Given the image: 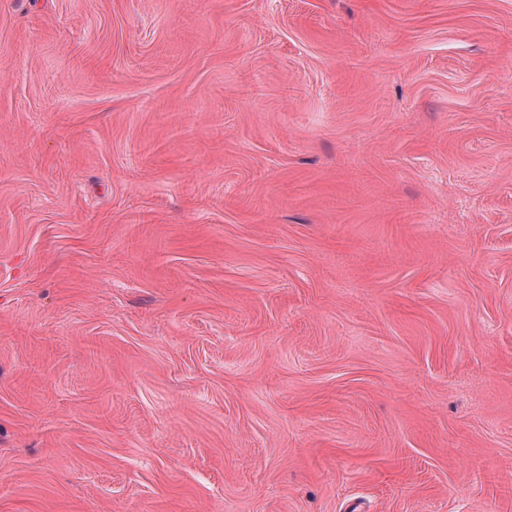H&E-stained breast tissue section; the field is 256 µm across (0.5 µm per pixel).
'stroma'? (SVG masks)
Masks as SVG:
<instances>
[{
	"label": "stroma",
	"instance_id": "stroma-1",
	"mask_svg": "<svg viewBox=\"0 0 512 512\" xmlns=\"http://www.w3.org/2000/svg\"><path fill=\"white\" fill-rule=\"evenodd\" d=\"M0 512H512V0H0Z\"/></svg>",
	"mask_w": 512,
	"mask_h": 512
}]
</instances>
